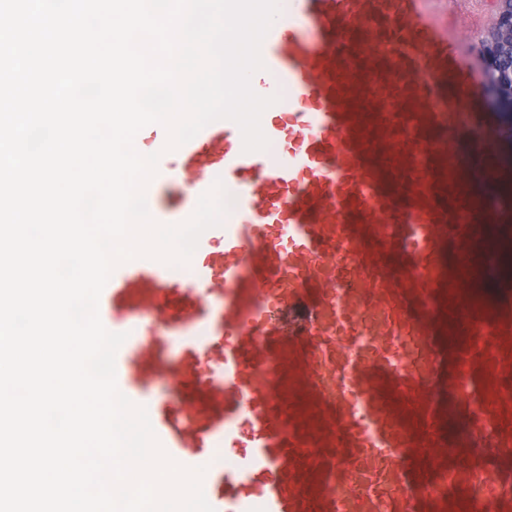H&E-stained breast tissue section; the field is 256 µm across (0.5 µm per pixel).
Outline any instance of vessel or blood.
Returning a JSON list of instances; mask_svg holds the SVG:
<instances>
[{"mask_svg": "<svg viewBox=\"0 0 512 512\" xmlns=\"http://www.w3.org/2000/svg\"><path fill=\"white\" fill-rule=\"evenodd\" d=\"M497 0H288L254 91L272 147L218 120L158 170L186 220L215 180L234 215L205 230L187 275L118 266L99 313L126 333L117 383L147 404L165 451L204 468L215 512H415L478 484L512 512V279L471 293L476 243L501 221L475 194L463 145H499L484 64L448 25L483 34ZM465 410L458 433L453 408ZM482 398V410L472 408ZM223 449L227 465L215 462Z\"/></svg>", "mask_w": 512, "mask_h": 512, "instance_id": "b4317fda", "label": "vessel or blood"}]
</instances>
